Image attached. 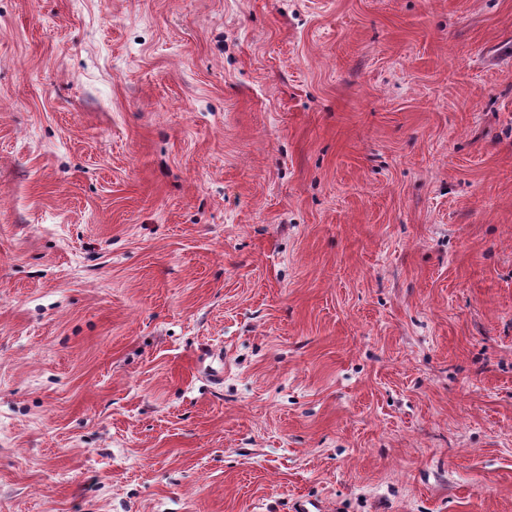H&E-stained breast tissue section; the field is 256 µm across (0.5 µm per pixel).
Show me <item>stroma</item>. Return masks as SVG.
<instances>
[{
    "label": "stroma",
    "mask_w": 512,
    "mask_h": 512,
    "mask_svg": "<svg viewBox=\"0 0 512 512\" xmlns=\"http://www.w3.org/2000/svg\"><path fill=\"white\" fill-rule=\"evenodd\" d=\"M300 502L512 512V0H0V512Z\"/></svg>",
    "instance_id": "obj_1"
}]
</instances>
